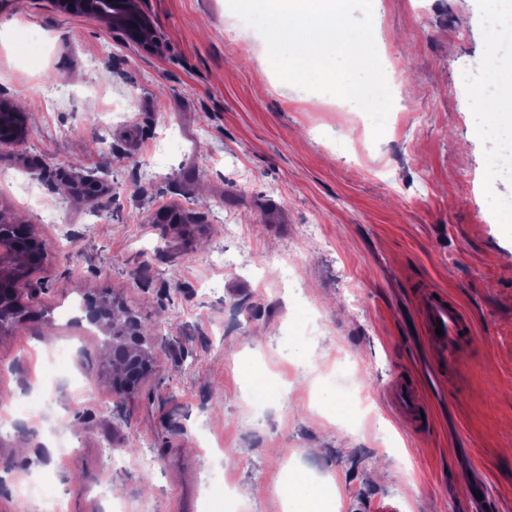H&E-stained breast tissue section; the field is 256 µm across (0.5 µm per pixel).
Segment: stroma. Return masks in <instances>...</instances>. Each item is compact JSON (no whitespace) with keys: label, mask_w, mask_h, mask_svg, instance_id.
Masks as SVG:
<instances>
[{"label":"stroma","mask_w":512,"mask_h":512,"mask_svg":"<svg viewBox=\"0 0 512 512\" xmlns=\"http://www.w3.org/2000/svg\"><path fill=\"white\" fill-rule=\"evenodd\" d=\"M139 6L160 51L52 0H0V102L29 116L0 143V216L48 250L31 313L0 331V512H107L103 487L127 512H286L292 473L331 478L336 512H512V176H493L472 93L489 59L495 96L512 93V35L487 31V0H373L398 104L378 140L356 106L282 82L226 0ZM23 24L46 44L29 62ZM436 289L477 323L444 373L419 313ZM104 292L156 345L121 396L95 328L63 315ZM343 368L368 397L354 427ZM399 376L423 426L383 401ZM153 370V358L146 359L141 366L137 367L132 373L122 376L112 381V390L116 394H124L135 390L141 378Z\"/></svg>","instance_id":"35a3bbf8"}]
</instances>
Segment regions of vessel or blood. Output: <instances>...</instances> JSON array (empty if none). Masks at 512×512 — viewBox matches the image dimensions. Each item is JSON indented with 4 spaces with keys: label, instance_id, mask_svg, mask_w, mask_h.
I'll return each mask as SVG.
<instances>
[{
    "label": "vessel or blood",
    "instance_id": "b4317fda",
    "mask_svg": "<svg viewBox=\"0 0 512 512\" xmlns=\"http://www.w3.org/2000/svg\"><path fill=\"white\" fill-rule=\"evenodd\" d=\"M421 319L436 362L442 368L451 367L474 334L472 322L455 302L438 291L425 293ZM383 397L394 412L414 423H421L426 405L413 380L393 379L386 385Z\"/></svg>",
    "mask_w": 512,
    "mask_h": 512
}]
</instances>
